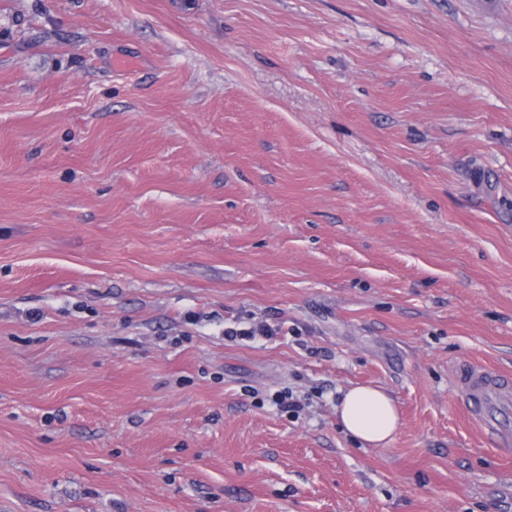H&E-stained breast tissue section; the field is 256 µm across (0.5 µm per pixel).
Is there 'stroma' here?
<instances>
[{
    "label": "stroma",
    "mask_w": 512,
    "mask_h": 512,
    "mask_svg": "<svg viewBox=\"0 0 512 512\" xmlns=\"http://www.w3.org/2000/svg\"><path fill=\"white\" fill-rule=\"evenodd\" d=\"M467 363L512 373V0H0V512H512ZM336 414L348 433L374 446L389 443L399 423L393 399L383 390L366 386L349 388Z\"/></svg>",
    "instance_id": "35a3bbf8"
}]
</instances>
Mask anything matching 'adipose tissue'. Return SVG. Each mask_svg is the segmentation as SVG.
Listing matches in <instances>:
<instances>
[{
    "label": "adipose tissue",
    "instance_id": "ef3b65f1",
    "mask_svg": "<svg viewBox=\"0 0 512 512\" xmlns=\"http://www.w3.org/2000/svg\"><path fill=\"white\" fill-rule=\"evenodd\" d=\"M336 414L348 433L374 446L389 443L399 423L393 399L383 390L366 386L349 388Z\"/></svg>",
    "mask_w": 512,
    "mask_h": 512
}]
</instances>
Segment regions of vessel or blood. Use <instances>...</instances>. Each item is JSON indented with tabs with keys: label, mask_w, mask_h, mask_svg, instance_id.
Wrapping results in <instances>:
<instances>
[{
	"label": "vessel or blood",
	"mask_w": 512,
	"mask_h": 512,
	"mask_svg": "<svg viewBox=\"0 0 512 512\" xmlns=\"http://www.w3.org/2000/svg\"><path fill=\"white\" fill-rule=\"evenodd\" d=\"M455 391L470 419L499 448L512 449V377L470 363L459 368Z\"/></svg>",
	"instance_id": "1"
}]
</instances>
